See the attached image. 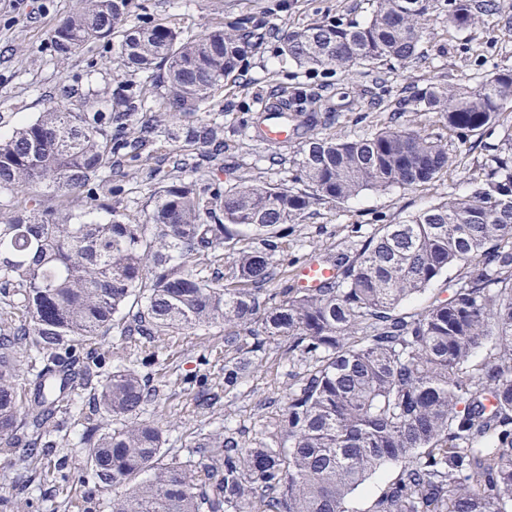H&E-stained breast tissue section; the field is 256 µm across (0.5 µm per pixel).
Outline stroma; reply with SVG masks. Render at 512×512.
I'll use <instances>...</instances> for the list:
<instances>
[{"label": "stroma", "instance_id": "35a3bbf8", "mask_svg": "<svg viewBox=\"0 0 512 512\" xmlns=\"http://www.w3.org/2000/svg\"><path fill=\"white\" fill-rule=\"evenodd\" d=\"M275 0H131V18L148 17L165 23L186 36L210 27H221L239 15L252 13L267 27L296 29L323 17L345 22L365 20L372 0H287L283 10ZM76 0H0V137L47 109L50 102L64 100L66 107L108 111L111 93L119 82L144 81V73L121 65L111 45L92 43L58 61L50 50L51 31L72 12ZM507 19H495L464 33L449 31L444 16H431L428 36L416 59L407 65L386 63L363 66L349 74H308L288 57L279 55L275 41L252 49L239 72L224 90L206 104L208 115L218 117L216 137L224 143L220 155L207 147L184 140L183 127L191 117L169 119L155 134L142 157L112 168L113 180L125 186L123 195L109 201L108 210L97 209L85 195L66 194L54 198L58 215H91L105 221L110 216H136L151 208L152 192L162 180L184 177L177 160L198 165L205 181L229 184L239 180L286 184L289 168L299 146L266 145L254 141L249 130L263 103L296 98L299 91L321 96L339 114L319 128L321 136L355 139L387 125L388 105L407 89L423 88L431 82L457 81L462 75H477L484 60L512 68V8ZM383 99L386 107L373 109ZM474 137L453 140L447 172L437 181L410 190L363 191L348 202L316 201L297 221L288 240L286 275L313 256L351 250L357 236L369 235L382 224H395L408 216L465 192L470 169L481 155ZM122 325L88 345L87 353L112 365L157 354L164 362L153 382L157 397L141 413L143 420L158 425L167 436L166 459L198 462L211 456L202 441L208 434L232 422L252 440L273 427L285 405L290 365L287 344L268 340L264 353L247 349L225 351L224 327L217 324L192 329L163 340L123 336ZM251 358L239 393L224 396V360ZM87 389L70 391L53 422L62 433L58 453L67 455L71 469L66 480L53 477L52 457L26 451V432H19L11 448L0 446V497L12 503V512H112V501L123 494L120 486H93L85 469L86 448L78 439L83 421L79 405L87 404Z\"/></svg>", "mask_w": 512, "mask_h": 512}]
</instances>
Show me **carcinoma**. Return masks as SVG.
<instances>
[{"label": "carcinoma", "instance_id": "cac0c4a2", "mask_svg": "<svg viewBox=\"0 0 512 512\" xmlns=\"http://www.w3.org/2000/svg\"><path fill=\"white\" fill-rule=\"evenodd\" d=\"M129 2L77 0L53 30L51 51L64 61L113 39L125 66L163 84L162 103L141 84H121L110 112L53 106L0 139V196L36 191L31 208L0 224V294L22 314L13 335L0 336V442L26 428L27 448L54 445L50 421L68 389L57 384L65 374L90 387L94 412L123 420L102 429L87 418L80 434L98 486H125L112 512H352V494L387 464L397 473L369 512H512V129L496 143L479 142L483 156L466 193L380 225L352 256L328 255L336 278L320 287L271 293L277 255L314 201L428 184L448 168L447 145L398 124L359 139L323 137L322 104L305 95L288 113L303 135L293 181L305 189L183 178L154 190L142 220L61 221L53 195L97 202L123 192L112 158L136 154L139 141L109 135L114 119L153 112L147 133L164 116L202 111L245 61L248 40L268 35L244 14L185 37L131 22ZM437 11L461 33L499 16L500 0H373L362 22L327 17L275 37L279 53L309 73L405 64L420 53ZM400 107L433 114L450 138L482 135L512 108V69L431 83ZM182 134L213 140L205 116ZM226 247L235 250L228 276L188 263ZM451 269L448 298L400 312ZM120 317L127 336L222 324L226 346L250 336L252 353L270 338L288 340V360L304 370L289 373L274 438L245 443L226 421L201 444L219 456L217 465L198 463L203 477L161 463L164 433L140 419L157 389L136 368L104 374L100 359L79 358ZM258 321L260 333L251 329ZM24 343L43 359L26 397L16 369ZM245 369L224 362V395Z\"/></svg>", "mask_w": 512, "mask_h": 512}]
</instances>
